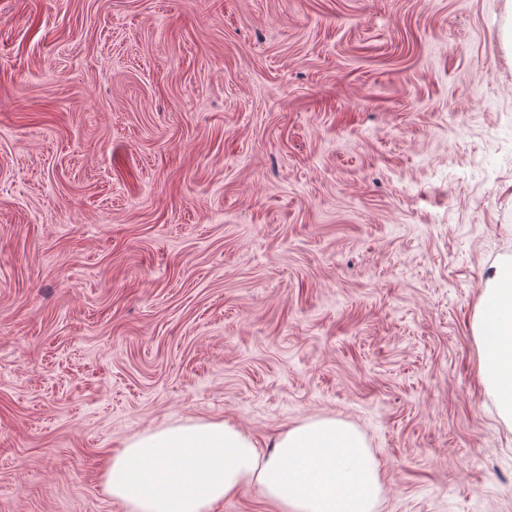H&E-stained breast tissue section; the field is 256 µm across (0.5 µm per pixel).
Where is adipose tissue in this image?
<instances>
[{"instance_id":"ef3b65f1","label":"adipose tissue","mask_w":512,"mask_h":512,"mask_svg":"<svg viewBox=\"0 0 512 512\" xmlns=\"http://www.w3.org/2000/svg\"><path fill=\"white\" fill-rule=\"evenodd\" d=\"M485 393L512 428V261L487 278L474 315ZM107 492L129 512H215L243 487L258 484L282 512H374L379 464L354 425L323 418L283 433L272 453L221 421L138 436L112 454Z\"/></svg>"}]
</instances>
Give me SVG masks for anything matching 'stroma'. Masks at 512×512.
<instances>
[{
  "label": "stroma",
  "instance_id": "1",
  "mask_svg": "<svg viewBox=\"0 0 512 512\" xmlns=\"http://www.w3.org/2000/svg\"><path fill=\"white\" fill-rule=\"evenodd\" d=\"M507 0H0V512L136 436L356 425L376 512H512ZM480 350L485 393L512 430V261L506 260L487 278L473 320Z\"/></svg>",
  "mask_w": 512,
  "mask_h": 512
}]
</instances>
